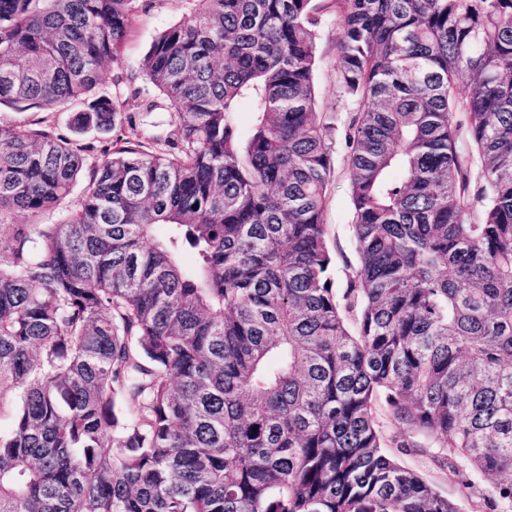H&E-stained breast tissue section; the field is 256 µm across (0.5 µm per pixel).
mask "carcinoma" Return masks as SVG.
<instances>
[{
  "label": "carcinoma",
  "mask_w": 512,
  "mask_h": 512,
  "mask_svg": "<svg viewBox=\"0 0 512 512\" xmlns=\"http://www.w3.org/2000/svg\"><path fill=\"white\" fill-rule=\"evenodd\" d=\"M184 2L107 88L144 0H0V106L43 114L0 117V512H460L386 451L381 400L396 447L512 512V0ZM326 13L357 105L344 288ZM152 91L164 138L84 137ZM328 19L317 46L314 87L319 111L326 113L328 122L335 128L332 135L336 141V153L327 193L325 223L329 228L330 246L336 255L337 285L338 288H344L348 274L358 265L350 231L352 207L349 196V154L344 142L353 106L339 97L336 84V20L333 17Z\"/></svg>",
  "instance_id": "obj_1"
}]
</instances>
